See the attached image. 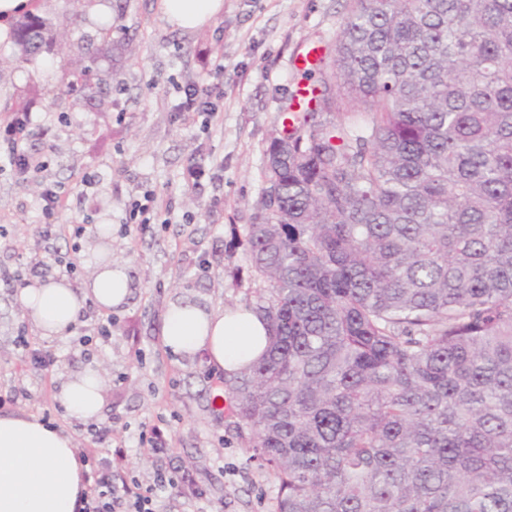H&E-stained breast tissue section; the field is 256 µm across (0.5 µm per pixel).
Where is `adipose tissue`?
<instances>
[{
    "instance_id": "ef3b65f1",
    "label": "adipose tissue",
    "mask_w": 512,
    "mask_h": 512,
    "mask_svg": "<svg viewBox=\"0 0 512 512\" xmlns=\"http://www.w3.org/2000/svg\"><path fill=\"white\" fill-rule=\"evenodd\" d=\"M223 7L224 0H160L167 23L182 30L205 26ZM110 251V244L100 243L83 287H73L62 276L22 291L20 304L42 335H65L84 302L109 309L128 300V270L108 262ZM162 336L173 353L202 350L215 367L234 372L264 354L268 330L252 309H208L178 299L165 310ZM56 399L70 419L98 420L105 400L98 370L87 368L68 377ZM84 472L69 433L32 414L0 415V512H78L87 489Z\"/></svg>"
}]
</instances>
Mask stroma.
I'll use <instances>...</instances> for the list:
<instances>
[{"label": "stroma", "instance_id": "stroma-1", "mask_svg": "<svg viewBox=\"0 0 512 512\" xmlns=\"http://www.w3.org/2000/svg\"><path fill=\"white\" fill-rule=\"evenodd\" d=\"M114 39L134 52L102 57V26L82 0H35L48 28L67 35L64 57L44 54L35 65L13 62V39L0 42V119L19 101L30 104L28 151L44 161L37 179L0 169V395L24 391L1 410L24 411L72 434L77 448L98 447V466L113 477L151 482L159 472L189 473L193 491L166 489L163 512H274L278 480L254 458L219 404L224 372L206 352L173 354L161 334L169 302L185 297L210 308L250 307L260 280L248 260L246 229L263 213L265 151L283 129V110L308 84L303 58L313 47H335L350 0H224L223 11L196 30L162 18L158 0H104ZM224 76L210 99L220 108L210 126L176 111L185 88L200 85L216 65ZM78 74L70 91L63 72ZM200 169L193 182L191 169ZM92 185H83L84 177ZM58 186L64 207L56 221L82 224L77 238L42 237L38 193ZM163 199L152 223L130 217L134 201ZM112 227V259L125 264L132 294L112 310V338L81 345L101 308L86 304L69 335L45 338L23 317L19 293L27 286L69 276L81 284L95 245L94 225ZM74 271H66L65 262ZM55 354L50 371L35 368L27 348ZM109 365L96 440L90 426L64 416L54 395L70 374ZM158 425L171 439L163 449L143 441ZM125 449L110 462L109 446Z\"/></svg>", "mask_w": 512, "mask_h": 512}]
</instances>
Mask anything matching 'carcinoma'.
Returning <instances> with one entry per match:
<instances>
[{
  "label": "carcinoma",
  "instance_id": "cac0c4a2",
  "mask_svg": "<svg viewBox=\"0 0 512 512\" xmlns=\"http://www.w3.org/2000/svg\"><path fill=\"white\" fill-rule=\"evenodd\" d=\"M323 63L266 149L235 427L275 512H512V0H353Z\"/></svg>",
  "mask_w": 512,
  "mask_h": 512
}]
</instances>
